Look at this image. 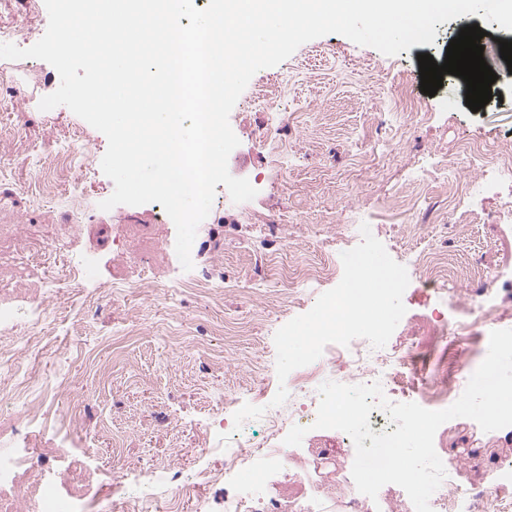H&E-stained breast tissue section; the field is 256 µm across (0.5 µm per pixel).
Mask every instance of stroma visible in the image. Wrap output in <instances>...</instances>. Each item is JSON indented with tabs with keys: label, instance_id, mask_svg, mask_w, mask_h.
Masks as SVG:
<instances>
[{
	"label": "stroma",
	"instance_id": "stroma-1",
	"mask_svg": "<svg viewBox=\"0 0 512 512\" xmlns=\"http://www.w3.org/2000/svg\"><path fill=\"white\" fill-rule=\"evenodd\" d=\"M470 21L483 25L486 62L505 76L499 98L476 112L460 77L444 75L432 97L420 90L417 56L443 63L455 19L437 25L434 44L395 56L328 34L259 70L230 114L240 144L228 159L231 175L257 195L236 204L216 192L188 272L169 248L176 229L160 204L100 209L114 190L100 166L108 141L67 107L40 110V98L60 84L56 69L0 59V82L21 79L35 92L0 105V281L27 288L26 268L42 264L60 290L47 321L53 346L41 358L28 351L26 327L0 341L16 357L0 373V410L26 425L32 397L54 385L52 411L40 422L47 446L58 413L90 402L69 432L76 456L105 467L87 512H112V484L123 478L223 467L204 423L225 392L255 405L278 389L274 326L291 316L288 289L270 273L342 265L339 252L312 241L310 225L356 235L366 223L385 248L403 241L451 279L482 258L512 280V224L442 223L447 190L413 178L418 158L429 156L446 164L449 184L477 182L464 146L512 139V77L494 50L506 31L478 14ZM47 25L44 0H0V29L12 30L17 46L36 43ZM74 127L90 151L68 173L60 147ZM379 142L387 152H376ZM397 197L422 208L402 225L382 223L380 211ZM435 450L456 459L463 487L487 486L498 461L512 459V427L486 433L455 418Z\"/></svg>",
	"mask_w": 512,
	"mask_h": 512
}]
</instances>
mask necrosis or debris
Here are the masks:
<instances>
[{
    "instance_id": "4bbe7bcc",
    "label": "necrosis or debris",
    "mask_w": 512,
    "mask_h": 512,
    "mask_svg": "<svg viewBox=\"0 0 512 512\" xmlns=\"http://www.w3.org/2000/svg\"><path fill=\"white\" fill-rule=\"evenodd\" d=\"M467 154L481 168L478 183L465 189L468 205L477 206L490 196L512 197V148L472 145ZM499 282L494 272L470 279L464 296L448 293L451 316L423 317L398 344L376 349L362 338L346 347L328 344L311 367L289 379L288 386L314 392L342 372L353 385L380 382L391 402L445 409L463 389L464 371L472 362L473 351L485 342L488 326L512 324V312L502 306L495 290ZM49 285L48 277L43 276L32 283L26 295L0 287V334L13 332L14 312L21 305L27 310L29 334H41L51 313L44 293ZM266 417L269 437L264 443H254L248 428H235L230 421L223 431L212 435L216 447L224 451L223 477L237 485L236 491L224 498V512H307L308 502L323 494L326 484L309 480L305 467L335 459L337 447L353 445L350 436L342 432L336 444L313 447L307 455L297 456L283 442L284 423L276 409L268 408ZM35 438V431L19 429L10 415L0 413V442L11 443L10 448L0 451V512H15L23 495L34 497L44 512H86V484L77 481L61 486L43 472L49 459L75 466L66 438H59L49 448L36 447ZM276 471L287 478L286 488L278 493L271 490V475ZM460 477L456 466H448L444 482L430 499L433 512H474L479 503L486 512H512L511 459L500 463L491 486L462 491L458 488ZM209 480L204 471L191 481L172 476L175 492L168 497L159 495V482L153 479L145 484L146 494L155 501L158 512H178L186 498L195 499L197 512H207L202 487Z\"/></svg>"
}]
</instances>
